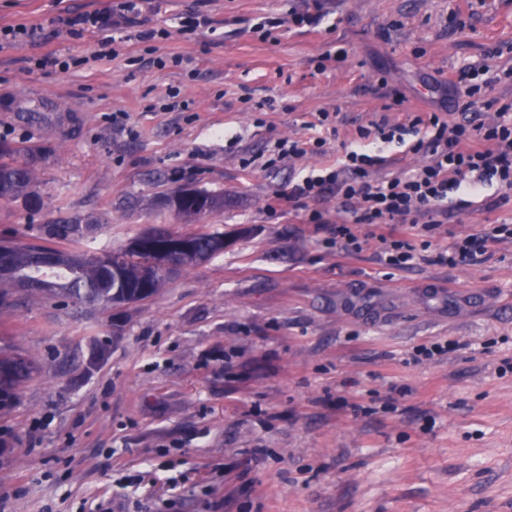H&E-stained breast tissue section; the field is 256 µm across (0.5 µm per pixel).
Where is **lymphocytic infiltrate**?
<instances>
[{"instance_id": "1", "label": "lymphocytic infiltrate", "mask_w": 512, "mask_h": 512, "mask_svg": "<svg viewBox=\"0 0 512 512\" xmlns=\"http://www.w3.org/2000/svg\"><path fill=\"white\" fill-rule=\"evenodd\" d=\"M141 0H117L104 13H86L68 19V35L91 31L102 32L97 57H116L118 44L109 37L108 29L119 28L138 14ZM478 68L459 70L451 87L461 101L464 113L456 119L444 113L431 112L414 116L404 123L379 120L360 129L361 139L395 143L408 147L425 159L418 172L408 176L376 178L385 164L384 157L362 148L347 150L342 164L310 173L292 182L287 199L291 207L303 210L308 224L325 223L322 211L309 209L311 201L335 194L344 215L333 229L331 242L337 251L352 254L362 249L357 234L361 224L374 226L377 258L394 269L411 265L416 258L414 244L396 225H423L432 230L447 223L453 210L468 207V199L495 186L512 189V113L502 111L492 124L478 122L471 114L470 101L481 90L476 80ZM512 240V225L499 224L492 237L472 234L459 236L437 252L433 261L456 267L484 262L489 241Z\"/></svg>"}]
</instances>
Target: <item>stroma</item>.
<instances>
[{
    "label": "stroma",
    "instance_id": "obj_1",
    "mask_svg": "<svg viewBox=\"0 0 512 512\" xmlns=\"http://www.w3.org/2000/svg\"><path fill=\"white\" fill-rule=\"evenodd\" d=\"M109 4L0 0V26L32 30L0 49V144L37 170L30 197L0 200V241L43 243L68 218L91 229L83 252L152 225L208 226L224 250L121 309L21 289L0 305V345L39 361L0 404V512H93L104 496L138 512L161 464L186 477L169 512H512V242L477 265L430 261L453 235L512 225V200L487 209L499 195L487 189L447 224L413 229L419 258L404 270L378 262L365 226L362 251L337 256L334 195L312 203L324 224L266 208L298 176L340 166L359 128L445 111L465 66H488L490 96L512 104V0H328L309 31L286 21L302 0H162L102 60L98 33H59ZM190 13L209 26L182 33ZM267 16L284 23L263 41L252 27ZM161 27L156 54L181 67L157 69L138 41ZM51 51L77 66L38 68ZM329 52L339 61L319 65ZM174 86L186 109L160 110ZM266 99L273 109L256 111ZM119 111L127 130L112 125ZM321 112L332 128L316 126ZM316 136L325 154L255 161L275 140ZM179 187L224 207L185 220L162 204ZM436 341L458 348L414 360ZM128 473L139 489L118 485Z\"/></svg>",
    "mask_w": 512,
    "mask_h": 512
}]
</instances>
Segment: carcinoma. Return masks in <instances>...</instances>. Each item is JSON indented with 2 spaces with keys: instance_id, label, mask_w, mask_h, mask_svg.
<instances>
[{
  "instance_id": "obj_1",
  "label": "carcinoma",
  "mask_w": 512,
  "mask_h": 512,
  "mask_svg": "<svg viewBox=\"0 0 512 512\" xmlns=\"http://www.w3.org/2000/svg\"><path fill=\"white\" fill-rule=\"evenodd\" d=\"M35 180V170L29 165L15 163L9 149L0 146V197L14 198L24 194ZM201 198L178 206L177 214L184 218H198L206 212L212 213L224 207V195L207 190L199 191ZM46 237L66 247L11 246L6 264L0 267V303L6 301L10 291L24 288L33 294L51 292L61 295L75 305L108 307L112 295L123 292L112 283V267L102 266L93 254L74 252L67 245L83 237V227L76 221H65L47 225ZM224 234L211 229L191 234V241L197 253L209 259L223 251L221 241ZM61 255L63 259L54 267L55 274L45 275L47 269L42 255ZM112 261L120 266L126 283L139 292L150 288L146 297L151 298L163 288L166 278L158 284L145 285L140 278L141 255L135 251L120 248L111 253ZM37 369V360L31 355L0 352V398L14 395L20 386L30 379Z\"/></svg>"
}]
</instances>
